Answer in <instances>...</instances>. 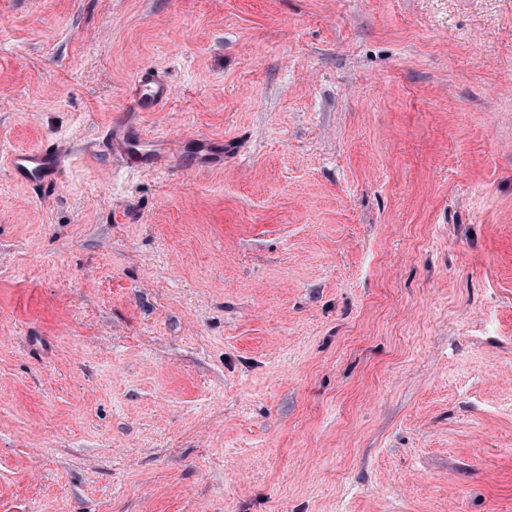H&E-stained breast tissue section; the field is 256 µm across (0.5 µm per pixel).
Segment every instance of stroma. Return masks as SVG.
I'll return each instance as SVG.
<instances>
[{"mask_svg": "<svg viewBox=\"0 0 512 512\" xmlns=\"http://www.w3.org/2000/svg\"><path fill=\"white\" fill-rule=\"evenodd\" d=\"M51 142L0 512H512V0H0V156ZM172 94L170 84L160 76L144 71L134 84L132 95L137 112H152L165 103ZM142 140H144L143 135L135 129L133 124L131 127L114 129V131L110 128L107 144L109 150L114 154L130 158L134 156L132 150L135 149Z\"/></svg>", "mask_w": 512, "mask_h": 512, "instance_id": "35a3bbf8", "label": "stroma"}]
</instances>
